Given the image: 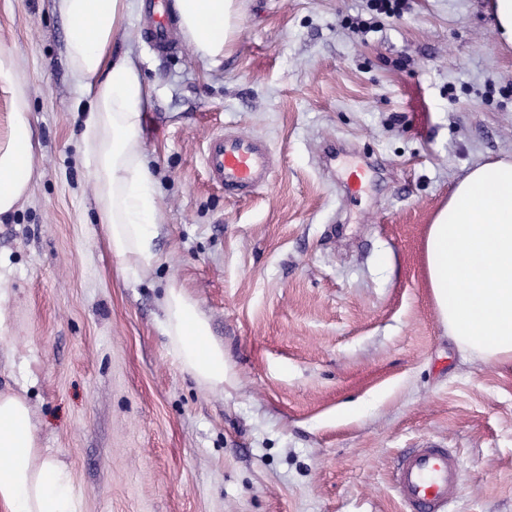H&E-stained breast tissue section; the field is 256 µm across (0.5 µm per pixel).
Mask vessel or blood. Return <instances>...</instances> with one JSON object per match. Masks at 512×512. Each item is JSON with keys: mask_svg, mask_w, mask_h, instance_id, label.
I'll use <instances>...</instances> for the list:
<instances>
[{"mask_svg": "<svg viewBox=\"0 0 512 512\" xmlns=\"http://www.w3.org/2000/svg\"><path fill=\"white\" fill-rule=\"evenodd\" d=\"M169 11L150 7L148 36L162 52L173 49ZM204 164L211 181L226 196L242 197L266 184L272 155L264 141L246 134L209 137ZM461 480L458 459L445 448L428 445L413 449L400 461L393 483L408 512H447Z\"/></svg>", "mask_w": 512, "mask_h": 512, "instance_id": "b4317fda", "label": "vessel or blood"}]
</instances>
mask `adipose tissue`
Segmentation results:
<instances>
[{
    "instance_id": "obj_1",
    "label": "adipose tissue",
    "mask_w": 512,
    "mask_h": 512,
    "mask_svg": "<svg viewBox=\"0 0 512 512\" xmlns=\"http://www.w3.org/2000/svg\"><path fill=\"white\" fill-rule=\"evenodd\" d=\"M69 33L66 58L86 104L82 145L94 174L101 223L122 271L146 275L161 266L155 246L163 215L144 162L143 112L150 90L129 56L112 57L126 0H55ZM178 29L195 55L219 65L233 40L238 0H173ZM15 59L0 53V82L12 88L13 123L0 143V216L14 210L33 175L34 130L14 86ZM428 285L449 338L464 353L512 369V158L471 168L429 224L424 241ZM162 330L178 368L220 393L224 345L183 286L161 298ZM0 512H83V493L67 468L42 457L24 397L0 391Z\"/></svg>"
}]
</instances>
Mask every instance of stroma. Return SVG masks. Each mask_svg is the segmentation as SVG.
Returning <instances> with one entry per match:
<instances>
[{
	"label": "stroma",
	"mask_w": 512,
	"mask_h": 512,
	"mask_svg": "<svg viewBox=\"0 0 512 512\" xmlns=\"http://www.w3.org/2000/svg\"><path fill=\"white\" fill-rule=\"evenodd\" d=\"M366 4L243 0L209 69L186 44L156 52L144 0H128L112 48L152 89L166 257L137 279L97 219L68 24L53 0H0V53L36 131L28 191L0 217V391L27 398L83 512H406L392 474L425 440L462 465L448 512H512V373L448 339L423 254L455 183L512 156V51L488 0H406L360 33ZM219 132L270 144L266 185L232 200L210 180ZM171 280L224 345L223 393L169 353Z\"/></svg>",
	"instance_id": "obj_1"
}]
</instances>
